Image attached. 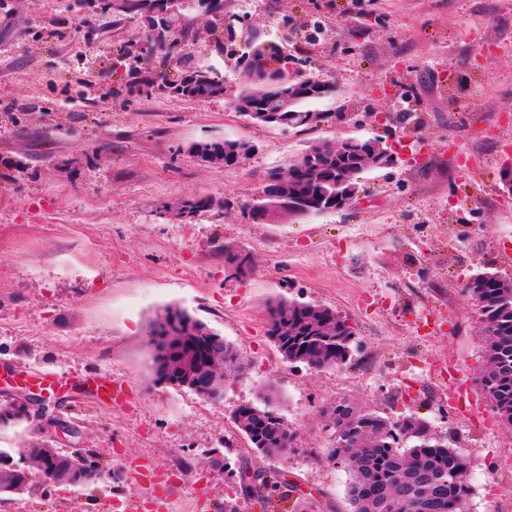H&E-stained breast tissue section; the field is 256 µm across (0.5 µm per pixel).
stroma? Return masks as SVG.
<instances>
[{
  "label": "stroma",
  "instance_id": "35a3bbf8",
  "mask_svg": "<svg viewBox=\"0 0 512 512\" xmlns=\"http://www.w3.org/2000/svg\"><path fill=\"white\" fill-rule=\"evenodd\" d=\"M193 39L150 74L177 77L181 57L216 69L222 95L130 92L117 53L136 49L144 24L99 16L81 0H0V404L44 369L60 385L54 420L0 421V451L50 443L101 459L110 476L82 486L32 483L0 495V512H107L129 493L116 480L126 459L187 469L164 512H350L351 475L326 459L324 413L346 398L400 420L424 418L467 460L471 512H512V429L491 417L482 389L485 338L471 317L469 276L512 277V194L497 139L512 140V0H257L232 19L234 43L218 45L205 16L189 11ZM323 34H315V22ZM272 41L332 86L303 128L258 125L239 113L237 58ZM348 105L347 118L333 114ZM379 136L401 150L396 167L362 176L350 208L252 224L243 205L266 175L316 142ZM242 139L255 150L227 168L193 144ZM434 148L415 166L405 147ZM471 153L467 170L449 145ZM206 199L195 217L185 204ZM248 254L252 272L228 274L226 252ZM281 300L335 308L354 331L342 371L284 361L268 334ZM221 334L243 362L219 399L157 382L147 345L166 307ZM448 309L434 336L414 328L423 307ZM103 373L129 386L131 402L100 399L83 378ZM466 393V410L447 407ZM271 401L297 430L300 452L266 457L238 432L241 407ZM282 482L266 510L240 489L246 470Z\"/></svg>",
  "mask_w": 512,
  "mask_h": 512
}]
</instances>
